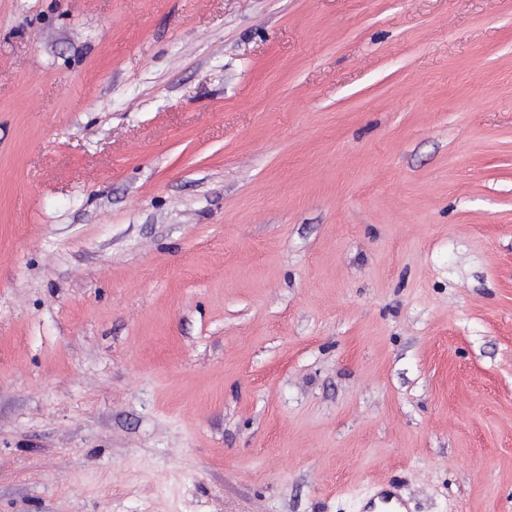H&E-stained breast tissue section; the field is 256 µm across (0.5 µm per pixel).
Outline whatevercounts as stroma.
I'll use <instances>...</instances> for the list:
<instances>
[{
    "mask_svg": "<svg viewBox=\"0 0 512 512\" xmlns=\"http://www.w3.org/2000/svg\"><path fill=\"white\" fill-rule=\"evenodd\" d=\"M512 512V0H0V512Z\"/></svg>",
    "mask_w": 512,
    "mask_h": 512,
    "instance_id": "1",
    "label": "stroma"
}]
</instances>
